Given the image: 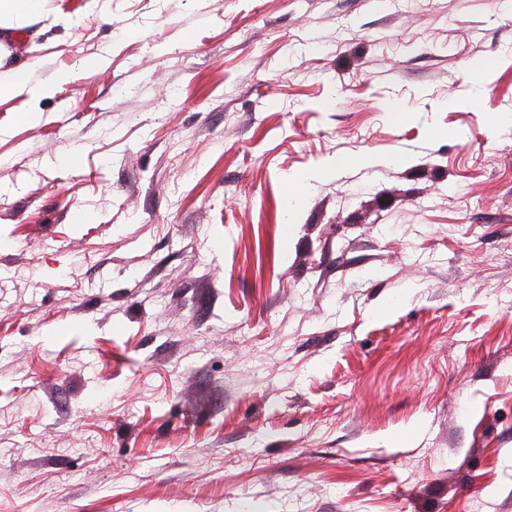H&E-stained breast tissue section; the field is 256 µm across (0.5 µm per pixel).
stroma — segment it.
Here are the masks:
<instances>
[{"mask_svg": "<svg viewBox=\"0 0 512 512\" xmlns=\"http://www.w3.org/2000/svg\"><path fill=\"white\" fill-rule=\"evenodd\" d=\"M46 10L0 60V512H512V11Z\"/></svg>", "mask_w": 512, "mask_h": 512, "instance_id": "35a3bbf8", "label": "stroma"}]
</instances>
